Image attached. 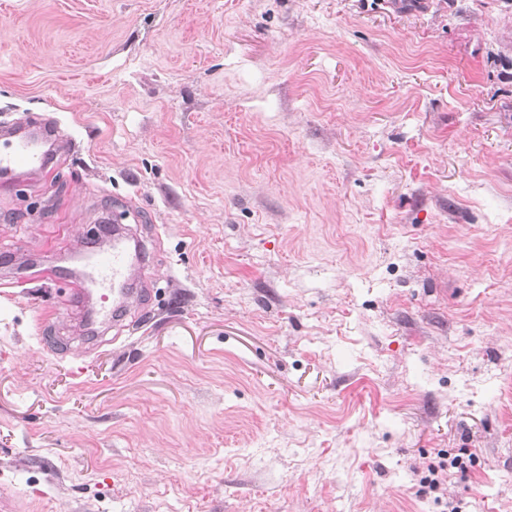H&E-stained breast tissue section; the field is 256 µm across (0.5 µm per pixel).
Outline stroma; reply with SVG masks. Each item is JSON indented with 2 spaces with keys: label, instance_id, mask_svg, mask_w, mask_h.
<instances>
[{
  "label": "stroma",
  "instance_id": "stroma-1",
  "mask_svg": "<svg viewBox=\"0 0 512 512\" xmlns=\"http://www.w3.org/2000/svg\"><path fill=\"white\" fill-rule=\"evenodd\" d=\"M30 115L0 273L134 205L159 289L0 288L13 512H512V0H0ZM49 146L46 149V146ZM57 124L49 119H19L0 123V183L11 187L17 180L43 178L64 154ZM448 466L459 471H465L468 467L467 461L462 456H455L449 462L440 461L437 465L430 464L427 467L428 474L420 480L422 486L432 491L439 490L448 478Z\"/></svg>",
  "mask_w": 512,
  "mask_h": 512
}]
</instances>
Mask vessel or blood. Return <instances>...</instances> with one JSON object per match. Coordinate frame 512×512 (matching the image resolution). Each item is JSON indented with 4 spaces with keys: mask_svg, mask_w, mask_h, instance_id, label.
<instances>
[{
    "mask_svg": "<svg viewBox=\"0 0 512 512\" xmlns=\"http://www.w3.org/2000/svg\"><path fill=\"white\" fill-rule=\"evenodd\" d=\"M63 152L59 128L51 119L1 122L0 185L46 177ZM78 259L81 268L70 286L71 295L85 300L93 322L108 327L122 320L134 296L128 286L131 262L125 237L114 235L95 252L79 250Z\"/></svg>",
    "mask_w": 512,
    "mask_h": 512,
    "instance_id": "vessel-or-blood-1",
    "label": "vessel or blood"
}]
</instances>
